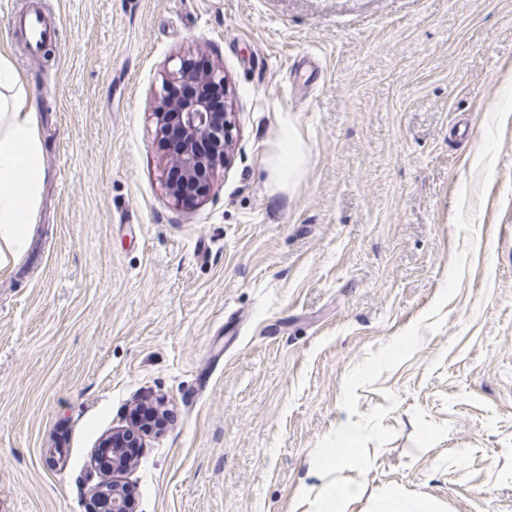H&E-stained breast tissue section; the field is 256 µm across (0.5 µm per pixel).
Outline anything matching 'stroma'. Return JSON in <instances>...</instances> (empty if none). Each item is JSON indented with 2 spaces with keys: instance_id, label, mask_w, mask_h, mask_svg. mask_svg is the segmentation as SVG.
<instances>
[{
  "instance_id": "obj_1",
  "label": "stroma",
  "mask_w": 512,
  "mask_h": 512,
  "mask_svg": "<svg viewBox=\"0 0 512 512\" xmlns=\"http://www.w3.org/2000/svg\"><path fill=\"white\" fill-rule=\"evenodd\" d=\"M34 8L48 58L8 24ZM201 43L235 155L178 205L151 112ZM0 56L45 168L0 269V512H98L143 396L135 512H307L343 446L348 512H512V0H0ZM305 159L301 138L293 128L283 131L275 143L269 158V166L274 181L281 185L295 182L301 174ZM156 424L147 423L141 431L131 436L129 428L112 430V433L107 435L103 442L108 443L112 448H102L98 450L99 459L103 463L107 472L112 470L113 448H122V454L130 461L137 455V448H142L145 437L151 435H158L163 426L158 424V427L153 428ZM133 445L136 448H128ZM377 512H438V507L428 499L397 494L382 499Z\"/></svg>"
}]
</instances>
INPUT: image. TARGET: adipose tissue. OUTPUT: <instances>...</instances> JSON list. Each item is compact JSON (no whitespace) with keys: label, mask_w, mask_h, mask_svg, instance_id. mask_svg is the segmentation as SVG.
<instances>
[{"label":"adipose tissue","mask_w":512,"mask_h":512,"mask_svg":"<svg viewBox=\"0 0 512 512\" xmlns=\"http://www.w3.org/2000/svg\"><path fill=\"white\" fill-rule=\"evenodd\" d=\"M305 159L301 138L286 129L269 158L274 181L295 182ZM44 178L34 106L11 65L0 58V266L21 253Z\"/></svg>","instance_id":"1"}]
</instances>
